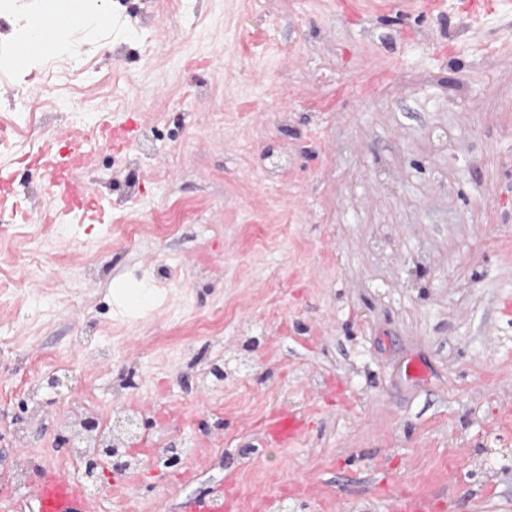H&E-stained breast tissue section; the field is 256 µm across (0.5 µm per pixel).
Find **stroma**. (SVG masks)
Returning a JSON list of instances; mask_svg holds the SVG:
<instances>
[{
  "mask_svg": "<svg viewBox=\"0 0 512 512\" xmlns=\"http://www.w3.org/2000/svg\"><path fill=\"white\" fill-rule=\"evenodd\" d=\"M59 11L105 17L0 67V512L46 469L89 512H512V0H0ZM107 115L104 221L43 223L24 159ZM89 417L132 430L91 478ZM11 174L0 175V223L1 231L9 224H15L19 220V205L11 191ZM5 218L8 220L6 221Z\"/></svg>",
  "mask_w": 512,
  "mask_h": 512,
  "instance_id": "1",
  "label": "stroma"
}]
</instances>
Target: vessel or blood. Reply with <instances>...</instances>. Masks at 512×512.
I'll list each match as a JSON object with an SVG mask.
<instances>
[{
	"instance_id": "obj_1",
	"label": "vessel or blood",
	"mask_w": 512,
	"mask_h": 512,
	"mask_svg": "<svg viewBox=\"0 0 512 512\" xmlns=\"http://www.w3.org/2000/svg\"><path fill=\"white\" fill-rule=\"evenodd\" d=\"M94 167V158L83 151L81 144L66 126H58L40 146L28 163L29 170L55 187L48 202L47 222L78 211L89 220H101L92 189L85 177ZM10 174L0 175V223H17L19 205L11 191ZM38 512H81L82 492L66 477L51 475L38 485L35 493Z\"/></svg>"
}]
</instances>
